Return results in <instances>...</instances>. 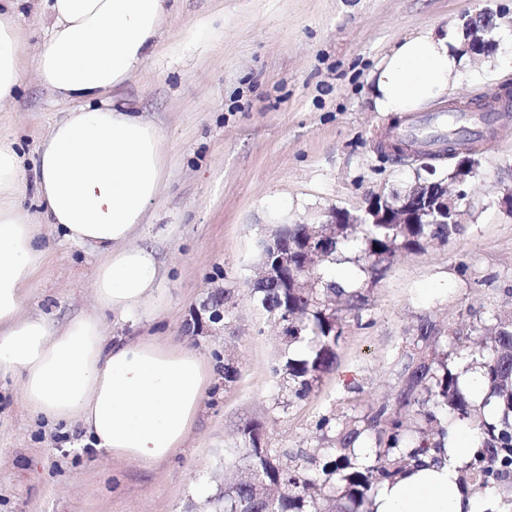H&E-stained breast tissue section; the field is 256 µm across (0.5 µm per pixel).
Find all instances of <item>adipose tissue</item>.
Segmentation results:
<instances>
[{"label": "adipose tissue", "mask_w": 512, "mask_h": 512, "mask_svg": "<svg viewBox=\"0 0 512 512\" xmlns=\"http://www.w3.org/2000/svg\"><path fill=\"white\" fill-rule=\"evenodd\" d=\"M22 3L0 0V103L14 98L22 80ZM46 3L50 25L34 61L37 78L73 107L40 146L37 213L20 201L17 140L0 136V377L13 379L28 414L78 425L85 444L149 468L181 448L210 384L194 347L155 336L112 339L103 319L147 313L159 286L154 251L132 238L164 180L161 135L110 95L155 52L164 0ZM461 40L447 26L397 42L369 75L374 111L400 117L447 95L449 83L466 75ZM45 224L100 252L92 312L61 326L22 312L24 289L48 258ZM471 442V433H461L437 457L382 484L375 512H477L456 481Z\"/></svg>", "instance_id": "adipose-tissue-1"}]
</instances>
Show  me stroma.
<instances>
[{"label": "stroma", "instance_id": "stroma-1", "mask_svg": "<svg viewBox=\"0 0 512 512\" xmlns=\"http://www.w3.org/2000/svg\"><path fill=\"white\" fill-rule=\"evenodd\" d=\"M485 7L498 13L495 49L469 59L446 101L407 114L406 127L452 102L512 92V0H165L156 53L116 92L161 132L165 177L135 240L154 248L162 274L154 313L106 330L187 341L213 382L182 448L145 468L83 444L76 427L32 419L1 378L0 512H215L224 453L245 424L261 423L268 447L315 453L328 445L319 418L395 402L420 320L453 329L512 315V212L501 204L512 188V127H503L512 100L473 128L481 166L460 231L394 260L361 317H348L335 369L304 401L286 404L272 373L279 328L248 294L262 242L278 227L271 200L287 201L289 223L313 224L334 208L360 214L372 196L411 183L418 158L386 163L376 150L395 127L372 111L368 75L403 37L459 26ZM20 22L22 84L0 106V132L16 136L29 161L72 105L34 77L44 0H29ZM43 236L51 254L27 286L25 314L63 323L91 312L97 249L49 224ZM223 292V325L186 336L194 312ZM228 361L239 370L229 383Z\"/></svg>", "mask_w": 512, "mask_h": 512}]
</instances>
